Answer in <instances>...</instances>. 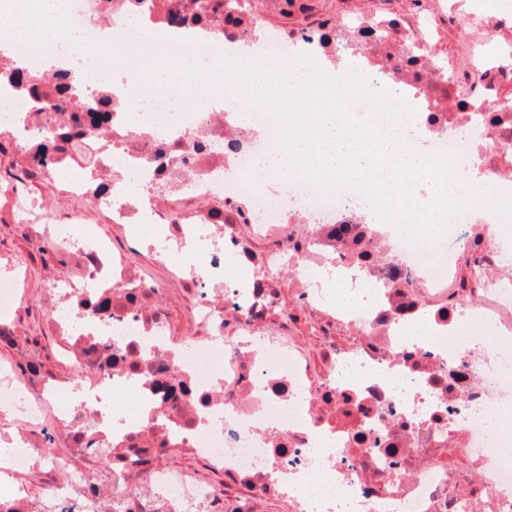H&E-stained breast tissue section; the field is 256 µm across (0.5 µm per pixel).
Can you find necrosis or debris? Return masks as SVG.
<instances>
[{
  "label": "necrosis or debris",
  "mask_w": 512,
  "mask_h": 512,
  "mask_svg": "<svg viewBox=\"0 0 512 512\" xmlns=\"http://www.w3.org/2000/svg\"><path fill=\"white\" fill-rule=\"evenodd\" d=\"M280 2L241 0L242 35L225 31L224 0H56L63 35L116 65L136 50L168 72L163 88L142 74L89 83L59 44L0 42V140L24 159L7 186L14 215L70 262L46 286L64 373L0 365V441L19 483L0 490V512H258L271 499L303 512L279 472L316 491L318 512H512V429L500 424L512 413V275L498 261L512 238L490 233L497 212L466 209L421 246L371 223L348 188L297 186L289 201L258 203L247 176L277 126L214 108L197 78L227 89L228 43L251 60L307 54L335 77L357 65L370 91L411 108L427 154H456L511 197L512 106L495 101L512 88L501 37L512 14L494 13L479 40L463 36L466 62L452 66L435 14L362 15L345 28L357 41L336 43L262 27L259 8ZM195 47L199 70L183 68ZM85 210L137 248L163 232L170 281L195 296L192 330L173 333L166 283L82 229ZM241 224L270 248L256 253ZM465 255L472 288L458 276ZM287 270L324 324L317 369L288 327ZM356 283L359 309L343 303ZM338 327L356 341L337 344ZM88 383L101 397L83 398ZM178 451L204 457L223 488L169 465ZM452 456L476 478L449 468Z\"/></svg>",
  "instance_id": "necrosis-or-debris-1"
}]
</instances>
